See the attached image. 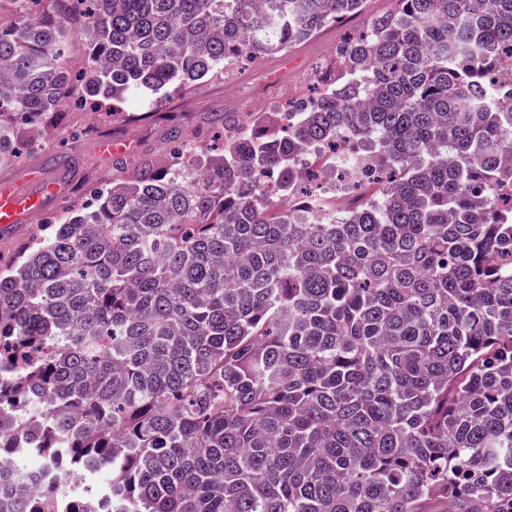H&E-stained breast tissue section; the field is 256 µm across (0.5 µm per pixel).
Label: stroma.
<instances>
[{
	"label": "stroma",
	"instance_id": "35a3bbf8",
	"mask_svg": "<svg viewBox=\"0 0 512 512\" xmlns=\"http://www.w3.org/2000/svg\"><path fill=\"white\" fill-rule=\"evenodd\" d=\"M370 2V12L389 5V0ZM370 12L355 15L353 22L324 30L259 63L240 60L232 75L206 79L174 93L157 112L131 120L104 111L70 112L67 122L45 143L24 150L19 159L0 163V183L38 192V184L30 177L37 170L59 188L56 196L45 199L41 215L0 228V268H8L15 261L22 244L46 235L51 222L68 215L93 191L106 188L117 172V159L134 166L144 159L161 158L176 135L209 148L216 144V117L228 107L246 103L272 113L281 111L288 99L312 95L315 64L329 60L334 46L360 29ZM107 140L124 144L121 157L104 154L102 144Z\"/></svg>",
	"mask_w": 512,
	"mask_h": 512
}]
</instances>
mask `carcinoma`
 Listing matches in <instances>:
<instances>
[{
    "label": "carcinoma",
    "instance_id": "obj_1",
    "mask_svg": "<svg viewBox=\"0 0 512 512\" xmlns=\"http://www.w3.org/2000/svg\"><path fill=\"white\" fill-rule=\"evenodd\" d=\"M366 2L0 0V161ZM336 55L0 270L8 512H512V0H394ZM348 137L359 201L295 222L302 153Z\"/></svg>",
    "mask_w": 512,
    "mask_h": 512
}]
</instances>
